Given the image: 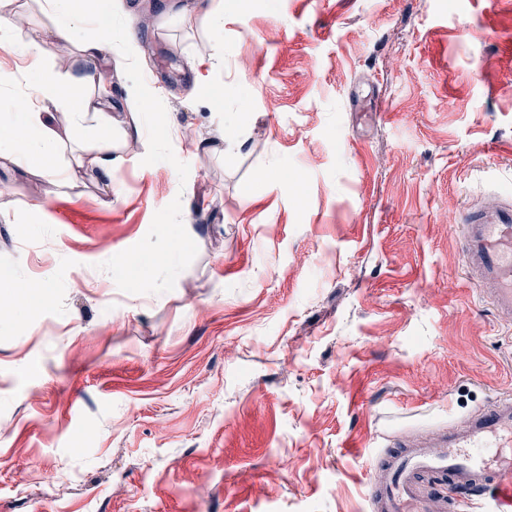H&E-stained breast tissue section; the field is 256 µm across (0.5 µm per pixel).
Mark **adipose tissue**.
I'll return each instance as SVG.
<instances>
[{
  "mask_svg": "<svg viewBox=\"0 0 512 512\" xmlns=\"http://www.w3.org/2000/svg\"><path fill=\"white\" fill-rule=\"evenodd\" d=\"M42 10L51 16L53 25L45 39L37 41L20 34L21 19L0 10V42L26 56L39 73L34 98H49L68 110L72 124L83 127L87 117H94L98 131L84 147L83 166L111 178L120 161L116 134L120 120L112 114V100L98 97L86 103L83 91L96 85L95 73L87 72L80 80H72L46 67L45 61L55 50L75 45L84 62H93L112 52V13L104 11L99 21H90L83 0H40ZM58 143L43 114L33 101L17 106L8 122H0V159L20 160L38 170L49 180L60 176L56 162Z\"/></svg>",
  "mask_w": 512,
  "mask_h": 512,
  "instance_id": "1",
  "label": "adipose tissue"
}]
</instances>
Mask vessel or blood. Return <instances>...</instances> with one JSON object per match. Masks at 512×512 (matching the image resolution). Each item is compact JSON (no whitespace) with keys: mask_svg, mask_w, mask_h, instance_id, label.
Masks as SVG:
<instances>
[{"mask_svg":"<svg viewBox=\"0 0 512 512\" xmlns=\"http://www.w3.org/2000/svg\"><path fill=\"white\" fill-rule=\"evenodd\" d=\"M468 277L502 317L512 318V196H493L454 225ZM448 485L450 512H469L474 498L512 512V395L494 398L462 420L449 423L445 455L425 442L379 460L377 502L381 512H404L416 501L421 476Z\"/></svg>","mask_w":512,"mask_h":512,"instance_id":"b4317fda","label":"vessel or blood"}]
</instances>
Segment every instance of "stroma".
<instances>
[{"instance_id": "1", "label": "stroma", "mask_w": 512, "mask_h": 512, "mask_svg": "<svg viewBox=\"0 0 512 512\" xmlns=\"http://www.w3.org/2000/svg\"><path fill=\"white\" fill-rule=\"evenodd\" d=\"M122 4L113 178L48 98L72 178L0 160V512H372L512 394L451 229L512 194V0ZM37 81L0 46V119Z\"/></svg>"}]
</instances>
